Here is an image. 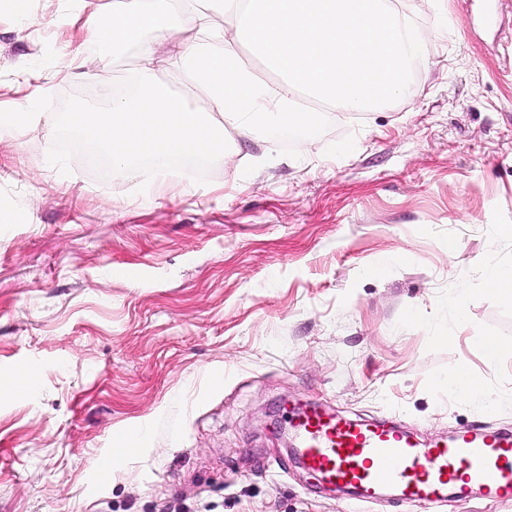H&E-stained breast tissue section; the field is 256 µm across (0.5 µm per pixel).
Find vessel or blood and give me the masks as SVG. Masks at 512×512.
I'll return each instance as SVG.
<instances>
[{
  "label": "vessel or blood",
  "instance_id": "obj_1",
  "mask_svg": "<svg viewBox=\"0 0 512 512\" xmlns=\"http://www.w3.org/2000/svg\"><path fill=\"white\" fill-rule=\"evenodd\" d=\"M302 464L327 484L356 489L359 500L384 490L428 504L473 491L512 500V431L466 425L423 445L389 422L361 423L318 408L290 411Z\"/></svg>",
  "mask_w": 512,
  "mask_h": 512
}]
</instances>
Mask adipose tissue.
<instances>
[{
    "instance_id": "adipose-tissue-1",
    "label": "adipose tissue",
    "mask_w": 512,
    "mask_h": 512,
    "mask_svg": "<svg viewBox=\"0 0 512 512\" xmlns=\"http://www.w3.org/2000/svg\"><path fill=\"white\" fill-rule=\"evenodd\" d=\"M177 12L184 17L178 27L167 22ZM70 19L108 57L139 53L135 91L77 113L92 149L111 156L117 175L133 172L144 155L223 152L228 128L310 129L321 115L298 105L302 95L347 111L408 96L407 65L425 48L394 0H370L362 10L351 0H114L107 13L73 0ZM161 52L187 75L188 95L176 96L155 77ZM250 56L272 79L247 64Z\"/></svg>"
}]
</instances>
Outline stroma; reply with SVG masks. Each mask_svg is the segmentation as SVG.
<instances>
[{
    "mask_svg": "<svg viewBox=\"0 0 512 512\" xmlns=\"http://www.w3.org/2000/svg\"><path fill=\"white\" fill-rule=\"evenodd\" d=\"M408 7L425 36L410 96L329 109L301 145L227 131L230 159L160 190L145 167L99 178L59 137L105 107L101 83L134 86L136 51L104 60L69 0L0 13V105L28 101L0 142V512H351L297 463L296 404L423 444L512 430V302L485 288L487 261L512 270V11ZM457 369L490 402L435 389Z\"/></svg>",
    "mask_w": 512,
    "mask_h": 512,
    "instance_id": "obj_1",
    "label": "stroma"
}]
</instances>
